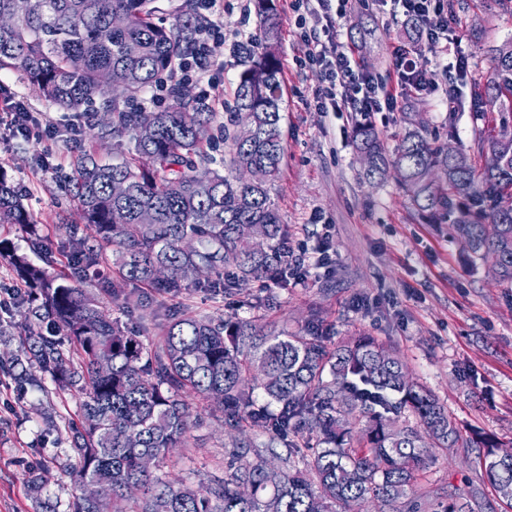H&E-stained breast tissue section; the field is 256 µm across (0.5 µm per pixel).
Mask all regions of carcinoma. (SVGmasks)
Masks as SVG:
<instances>
[{"label":"carcinoma","instance_id":"1","mask_svg":"<svg viewBox=\"0 0 512 512\" xmlns=\"http://www.w3.org/2000/svg\"><path fill=\"white\" fill-rule=\"evenodd\" d=\"M157 2L35 0L31 12L0 29V69L23 72L34 89L66 110L96 98L111 102L105 133L134 143L112 163L86 153L73 162L68 191L95 241L80 236L63 243L73 272L51 275L0 241V257L39 290L41 305L32 316L50 323L49 334L31 331L22 338L27 359L81 398L78 421L68 424L70 448L52 460L76 487L68 512H109L82 491L91 481L112 485L116 512H368L369 506L375 512H472L454 488L436 494L435 504L427 501L420 474L436 448L482 449L488 482L512 503V454L498 453L500 444L489 436L464 434L445 407L412 382L400 357L372 336L331 344L313 311L298 334L232 316L172 318L159 343L149 345L79 287L107 246L120 253L124 282L159 293L200 285V267L208 271L209 287L229 292L274 269L286 277L291 266L288 231L270 195L285 156L282 71L272 53L253 39L237 45L248 66L226 113L223 165L209 169L207 184L195 176L209 160L204 104L186 101L182 87L172 83L169 109L129 111L103 82L108 71L126 72L125 91L133 99L162 82L187 52V11L166 27L155 22ZM253 3L263 41L277 39L272 0ZM116 13L128 17L127 26L100 41L99 31ZM493 64L491 80L474 89L472 101L477 110L491 104L501 112L498 134L481 130L475 137L478 152L502 154L497 166L479 170L463 149L450 158L417 131L405 133L391 152L368 112L353 113V133L356 150L368 157V182H383L393 167L422 209L474 200L476 209L460 210L453 221L455 237L479 259L497 255L498 281L512 284V213L498 209L499 197L512 192V42L494 49ZM245 111L255 119L251 140L236 132L237 114ZM145 123L155 129L148 142L139 138ZM246 165L261 168L263 182H240L237 173ZM117 177L129 183L121 199L112 197ZM144 209L153 212V223L139 222ZM0 223L41 240L21 195L1 173ZM241 224L255 225L265 247L242 238ZM160 263L178 265L183 277L157 278ZM102 354L112 359L107 375L97 369ZM191 395L221 410L239 433L256 429L266 437L260 444L238 439L225 450L224 474L210 479L205 495L155 473L170 449L186 445ZM407 413L417 425L402 424ZM42 489V477L32 475L35 512H55Z\"/></svg>","mask_w":512,"mask_h":512}]
</instances>
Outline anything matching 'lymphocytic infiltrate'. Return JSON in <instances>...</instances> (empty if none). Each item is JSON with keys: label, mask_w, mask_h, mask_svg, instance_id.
<instances>
[{"label": "lymphocytic infiltrate", "mask_w": 512, "mask_h": 512, "mask_svg": "<svg viewBox=\"0 0 512 512\" xmlns=\"http://www.w3.org/2000/svg\"><path fill=\"white\" fill-rule=\"evenodd\" d=\"M390 23H414L417 39L410 45H396L392 52L391 71L386 83L361 73L352 47L340 39V22L347 15L349 0H291L295 26L301 39V65L318 67L322 85L315 92L322 111L342 112L355 106L360 112H394L407 94H422L439 83H447L449 100H456L460 86L469 73V55L462 46L456 21L448 0H390ZM438 24H430V16ZM223 27L213 24L195 39L176 70L181 79L202 81L214 67L209 40L222 35ZM429 42L444 43L449 62L432 63L423 54Z\"/></svg>", "instance_id": "lymphocytic-infiltrate-1"}]
</instances>
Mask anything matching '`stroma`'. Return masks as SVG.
<instances>
[{"instance_id": "obj_1", "label": "stroma", "mask_w": 512, "mask_h": 512, "mask_svg": "<svg viewBox=\"0 0 512 512\" xmlns=\"http://www.w3.org/2000/svg\"><path fill=\"white\" fill-rule=\"evenodd\" d=\"M275 6L286 155L271 198L288 226L289 244L312 250L328 242L330 262L307 267L301 283L249 280L235 296L196 286L175 297L150 290L145 307L132 312L106 296V312L156 342L161 324L175 315H235L298 333L316 310L333 343L367 334L399 353L415 382L439 400L462 431L512 442V286L497 283L487 262L469 258L454 237L447 209L421 210L396 178L382 184L363 179L349 113L316 108L320 73L295 65L301 46L289 0H275ZM451 8L462 46L471 55L459 101L448 105L440 88L408 94L398 111L384 113L376 122L388 147L396 146L410 120L425 135L466 148L476 129L500 124V112L490 105L475 117L470 97L474 87L486 86L491 77L493 48L512 42V0H451ZM387 17L378 0H352L341 28V39L354 47L361 68L383 80L389 74L391 46L406 33L400 25H387ZM217 20L224 25L223 40L212 46L219 64L214 72L217 91L207 92L205 84L193 81L183 87L189 98L213 112L210 133L220 148L225 107L246 68L236 46L258 34L259 23L251 0H224ZM0 83L25 102L40 124L36 138L14 135L0 103V169L44 234L42 245L35 247L14 225L0 224V240L54 274L64 265L47 264V252L58 251L71 231L88 233L75 202L62 189L74 155L90 150L97 160L109 162L131 143L99 136L94 124L107 111L102 100L74 112L41 96L20 71L0 69ZM25 392L23 405L8 415L7 430L0 434V512H34L28 492L34 473L42 475L43 495L57 512H68L74 484L50 463L65 454L67 431L48 428L41 413L72 416L80 398L51 382L44 390L29 386ZM189 405L194 425L187 445L172 449L158 473L176 482L204 484L223 473L224 450L234 434L225 428L221 411L194 398ZM450 485L477 490L482 512H512L486 480L477 449L437 451L422 486L437 491Z\"/></svg>"}]
</instances>
